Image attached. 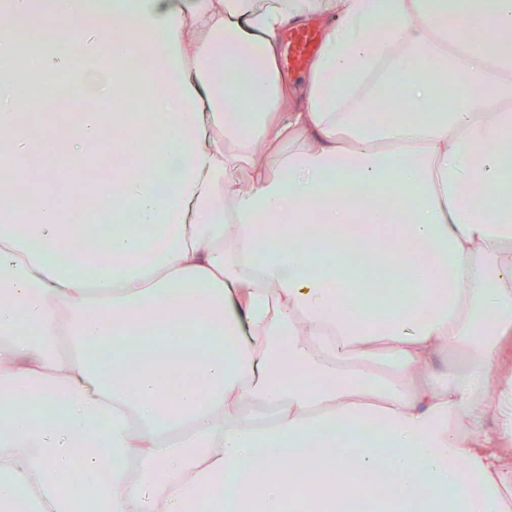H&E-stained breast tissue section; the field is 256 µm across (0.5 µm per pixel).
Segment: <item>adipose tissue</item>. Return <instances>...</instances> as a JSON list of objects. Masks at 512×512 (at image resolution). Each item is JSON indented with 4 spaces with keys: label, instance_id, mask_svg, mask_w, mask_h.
<instances>
[{
    "label": "adipose tissue",
    "instance_id": "adipose-tissue-1",
    "mask_svg": "<svg viewBox=\"0 0 512 512\" xmlns=\"http://www.w3.org/2000/svg\"><path fill=\"white\" fill-rule=\"evenodd\" d=\"M9 2L0 512H204L210 483L261 512L296 492L359 512L383 472L405 512H512V0ZM309 28L294 84L282 44ZM27 30L75 38L110 111L29 118ZM109 126L111 187L70 223L50 185ZM370 417L384 441L347 462L325 423L354 438ZM77 459L89 479L62 489Z\"/></svg>",
    "mask_w": 512,
    "mask_h": 512
}]
</instances>
